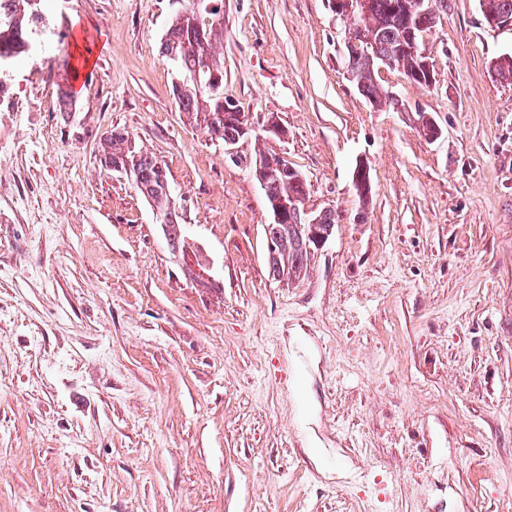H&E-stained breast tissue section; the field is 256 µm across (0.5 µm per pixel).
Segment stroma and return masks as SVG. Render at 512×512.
Here are the masks:
<instances>
[{
    "mask_svg": "<svg viewBox=\"0 0 512 512\" xmlns=\"http://www.w3.org/2000/svg\"><path fill=\"white\" fill-rule=\"evenodd\" d=\"M37 7L64 43L12 64L38 106L0 115V512H512V81L491 67L512 25L448 0L432 85L379 70L405 106L380 111L327 0H223L224 98L251 127L229 148L173 97L176 0ZM79 46L99 70L66 112L47 62ZM115 128L164 166L190 255L102 168ZM259 150L336 214L289 282Z\"/></svg>",
    "mask_w": 512,
    "mask_h": 512,
    "instance_id": "1",
    "label": "stroma"
}]
</instances>
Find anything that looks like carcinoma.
<instances>
[{
  "label": "carcinoma",
  "instance_id": "carcinoma-1",
  "mask_svg": "<svg viewBox=\"0 0 512 512\" xmlns=\"http://www.w3.org/2000/svg\"><path fill=\"white\" fill-rule=\"evenodd\" d=\"M196 0L175 14L165 37L161 41V54L173 65L179 82L173 85V95L179 111L188 116H202L208 133L214 132L212 118L220 113L219 120L222 141L236 142L246 135L247 121L239 111L224 109V58L218 56L214 44L224 35L221 23H193L196 15ZM367 13L355 22L361 26L366 41L347 48L348 71L352 80L370 103L377 107H396L397 102L387 91L375 83L378 68L373 60L383 57L391 65L401 70L410 80L429 85L433 79L423 66L426 57L409 43L410 32L417 36L429 30L436 19L438 7H448L447 0H369ZM483 15L495 19H512V0H480ZM35 7L34 0H13L11 11L0 18V68L12 63L19 56L28 53V27ZM196 73L199 81L210 79L219 82L218 92L209 94L199 89L194 80L185 81L183 76ZM123 155L135 156L136 166L133 181L140 193L163 215L168 226L170 242L176 244L181 238L180 225L174 223L170 206V193L160 180L161 162L140 149L128 145L127 138L119 130H112L105 140L102 156L112 160ZM257 181L264 185L266 203L288 202L293 199L303 201L306 183L301 173L279 172L272 176L266 170L253 167ZM356 191L362 202L369 203L371 188L369 174L362 172L353 175ZM264 235L279 240L280 249L276 255L266 257L268 277L281 281L298 277L307 265L308 252L297 242L295 220L286 219L280 223L264 226Z\"/></svg>",
  "mask_w": 512,
  "mask_h": 512
}]
</instances>
